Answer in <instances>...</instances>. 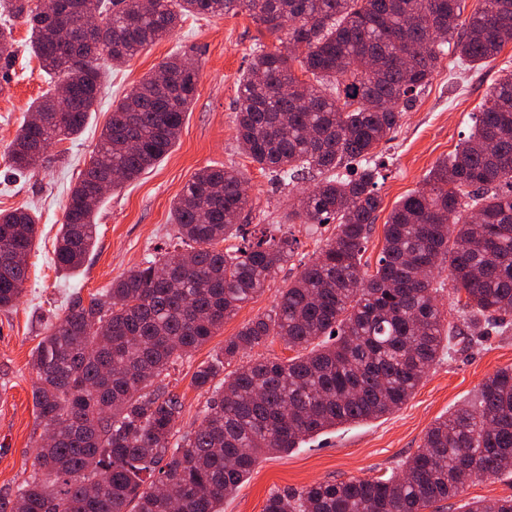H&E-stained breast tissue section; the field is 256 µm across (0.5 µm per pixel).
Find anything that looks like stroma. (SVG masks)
I'll use <instances>...</instances> for the list:
<instances>
[{
    "mask_svg": "<svg viewBox=\"0 0 512 512\" xmlns=\"http://www.w3.org/2000/svg\"><path fill=\"white\" fill-rule=\"evenodd\" d=\"M31 33L22 21L13 23V63L0 76V211L26 208L37 218V234L28 256V278L19 302L0 310V496L13 497L37 468L36 446L44 427L33 405L35 373L31 356L50 325L64 317L70 298L110 288L118 279L158 254L181 244L175 237L172 204L192 176L205 167H232L247 180L249 205L242 214L246 243L265 235L296 239L292 261L257 294L225 320L205 344L164 372L162 382L182 402L174 432L183 436L201 423L208 395L193 376L225 339L267 315L301 266L335 232L331 224H284L280 216L300 190L318 182L315 173L284 187L245 155L237 141L238 80L256 45L279 48L276 36L260 27L247 11L223 17L188 16L166 38L148 46L122 66L100 58L104 77L99 102L82 134L50 150L51 163L18 177L7 153L29 105L47 90V76L29 46ZM180 53L197 65L201 78L175 145L154 167L121 189L107 193L98 212V239L82 267L57 270L54 247L69 194L95 150L109 121L112 103L169 56ZM512 72V45L476 68L448 51L431 84L410 104L383 147L378 182L381 206L371 228L362 262L374 270L384 246V226L397 203L420 189L434 164L452 154L470 135L478 112L497 79ZM497 333L471 342L460 336L449 353L433 363L412 396L381 418L352 423L311 437L284 454L260 456L248 478L226 497L223 512H263L271 493L298 489L319 481L387 478L400 473L416 453L429 427L460 407L474 404L485 378L512 366V314ZM512 496V476L472 479L456 496L439 503L440 512H465L469 503L494 502Z\"/></svg>",
    "mask_w": 512,
    "mask_h": 512,
    "instance_id": "stroma-1",
    "label": "stroma"
}]
</instances>
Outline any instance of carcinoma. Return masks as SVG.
Wrapping results in <instances>:
<instances>
[{"instance_id":"cac0c4a2","label":"carcinoma","mask_w":512,"mask_h":512,"mask_svg":"<svg viewBox=\"0 0 512 512\" xmlns=\"http://www.w3.org/2000/svg\"><path fill=\"white\" fill-rule=\"evenodd\" d=\"M0 0L31 31L52 86L30 106L9 159L24 174L50 162V145L80 133L102 86L105 54L126 63L171 34L184 16L249 12L283 49L257 50L238 81L237 139L252 162L289 186L323 176L284 223H334L336 233L281 292L272 313L224 340L194 374L212 384L204 419L172 442L179 397L155 380L205 344L295 254L289 237L241 248L245 177L205 167L173 206L178 239L89 301L76 295L32 354L33 403L51 440L38 470L0 512H221L262 453H287L339 425L403 405L456 336L503 328L512 312V73L500 78L467 140L430 170L385 224L373 273L362 253L381 205L373 158L404 108L438 70L444 46L477 65L512 43V0ZM99 17L92 35L62 27ZM0 28V67L12 65ZM307 76L302 80L295 67ZM112 108L98 149L71 189L54 251L80 268L96 242L100 183L117 189L154 166L178 139L201 73L174 56ZM37 222L0 212V310L27 280ZM449 270L459 322L443 323L436 294ZM278 338L308 350L224 374L243 352ZM219 384H213L219 375ZM512 472V367L482 383L478 403L435 421L399 478L322 481L269 496L264 512H427L473 478ZM467 512H512V496Z\"/></svg>"}]
</instances>
